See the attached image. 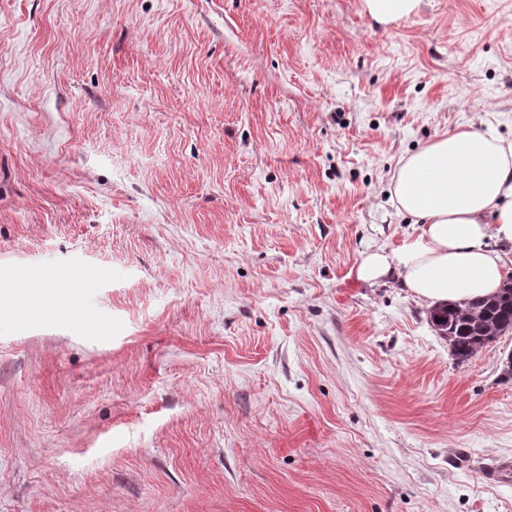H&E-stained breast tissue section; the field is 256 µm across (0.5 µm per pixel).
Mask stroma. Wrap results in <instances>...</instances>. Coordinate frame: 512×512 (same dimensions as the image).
<instances>
[{
    "instance_id": "stroma-1",
    "label": "stroma",
    "mask_w": 512,
    "mask_h": 512,
    "mask_svg": "<svg viewBox=\"0 0 512 512\" xmlns=\"http://www.w3.org/2000/svg\"><path fill=\"white\" fill-rule=\"evenodd\" d=\"M489 126L512 0H0V512H512V332L356 274ZM46 264L102 319L17 303ZM368 14L380 23L396 22L408 18L417 8L419 0H364Z\"/></svg>"
}]
</instances>
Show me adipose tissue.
<instances>
[{
	"label": "adipose tissue",
	"mask_w": 512,
	"mask_h": 512,
	"mask_svg": "<svg viewBox=\"0 0 512 512\" xmlns=\"http://www.w3.org/2000/svg\"><path fill=\"white\" fill-rule=\"evenodd\" d=\"M390 192L418 233L365 255L360 281L398 279L433 307L491 296L512 276V142L491 129L442 135L400 160Z\"/></svg>",
	"instance_id": "ef3b65f1"
}]
</instances>
